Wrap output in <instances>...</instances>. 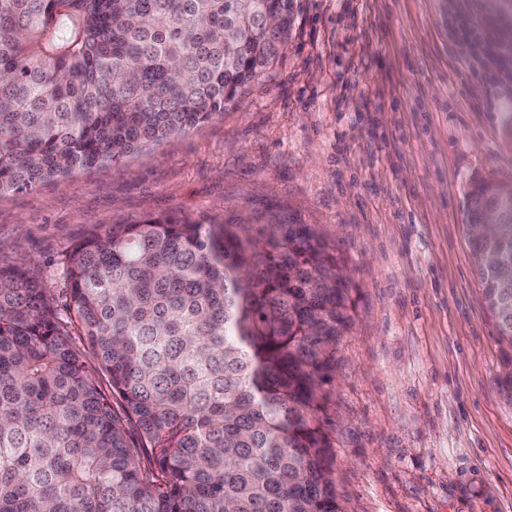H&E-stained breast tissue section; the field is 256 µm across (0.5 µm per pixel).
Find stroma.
<instances>
[{"instance_id":"obj_1","label":"stroma","mask_w":512,"mask_h":512,"mask_svg":"<svg viewBox=\"0 0 512 512\" xmlns=\"http://www.w3.org/2000/svg\"><path fill=\"white\" fill-rule=\"evenodd\" d=\"M484 0H295L272 72L223 116L134 155L0 195V264L55 304L87 233L173 216L317 225L354 323L328 417L343 512H512V405L465 223L473 179L512 182V84L473 79L452 25Z\"/></svg>"}]
</instances>
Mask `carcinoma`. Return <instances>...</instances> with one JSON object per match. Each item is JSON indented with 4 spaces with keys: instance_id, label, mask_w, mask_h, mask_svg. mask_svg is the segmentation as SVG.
<instances>
[{
    "instance_id": "1",
    "label": "carcinoma",
    "mask_w": 512,
    "mask_h": 512,
    "mask_svg": "<svg viewBox=\"0 0 512 512\" xmlns=\"http://www.w3.org/2000/svg\"><path fill=\"white\" fill-rule=\"evenodd\" d=\"M295 0H0V194L119 163L235 104ZM492 214L495 223L484 219ZM512 405V183L466 199ZM313 224H114L63 266L84 368L37 274L0 265V512H342L328 428L353 324ZM83 361L85 363L87 373L95 379L101 392L110 400L115 411L121 412V402L118 398L112 396V389L108 377L102 373L98 360L90 351L86 350Z\"/></svg>"
}]
</instances>
